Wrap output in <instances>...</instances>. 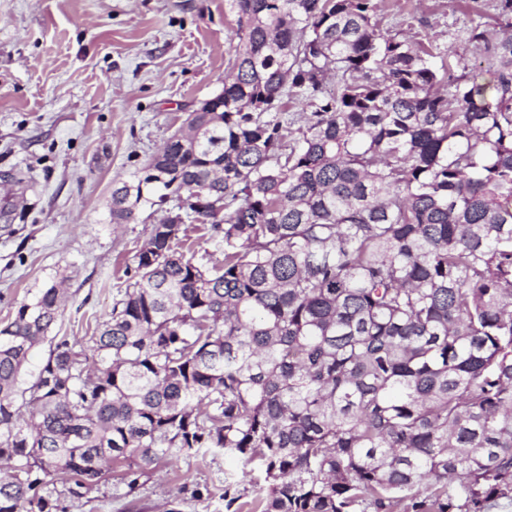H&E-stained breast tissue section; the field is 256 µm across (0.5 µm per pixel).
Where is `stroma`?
<instances>
[{
	"instance_id": "stroma-1",
	"label": "stroma",
	"mask_w": 512,
	"mask_h": 512,
	"mask_svg": "<svg viewBox=\"0 0 512 512\" xmlns=\"http://www.w3.org/2000/svg\"><path fill=\"white\" fill-rule=\"evenodd\" d=\"M478 18L507 23L498 0L381 2L384 30L448 50ZM235 27L224 0H0V326L62 280L50 333L89 355L160 217L111 223L112 187L221 91ZM241 468L220 453L134 459L78 500L54 480L52 497L64 512H224V474Z\"/></svg>"
}]
</instances>
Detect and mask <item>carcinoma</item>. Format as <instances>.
Masks as SVG:
<instances>
[{
    "mask_svg": "<svg viewBox=\"0 0 512 512\" xmlns=\"http://www.w3.org/2000/svg\"><path fill=\"white\" fill-rule=\"evenodd\" d=\"M226 2L234 60L197 142L179 129L111 216L181 192L223 211L151 226L92 368L63 337L23 381L61 280L0 327V512H53L47 476L80 498L116 463L210 450L250 467L261 512L512 500V33L473 24L471 69L383 30L381 0ZM187 223L222 264L177 251Z\"/></svg>",
    "mask_w": 512,
    "mask_h": 512,
    "instance_id": "cac0c4a2",
    "label": "carcinoma"
}]
</instances>
